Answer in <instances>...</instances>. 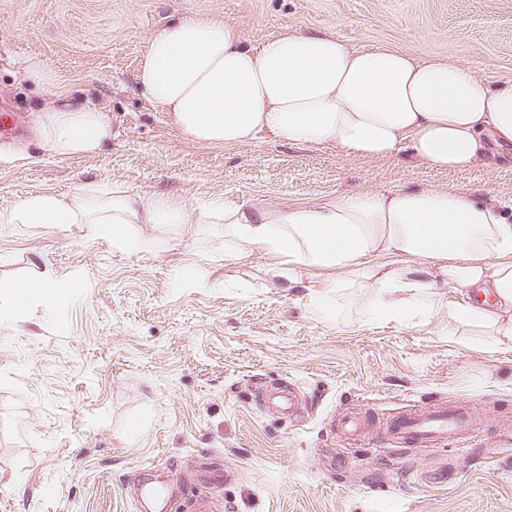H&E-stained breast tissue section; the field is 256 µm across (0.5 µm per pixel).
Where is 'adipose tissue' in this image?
<instances>
[{
  "mask_svg": "<svg viewBox=\"0 0 512 512\" xmlns=\"http://www.w3.org/2000/svg\"><path fill=\"white\" fill-rule=\"evenodd\" d=\"M136 82L183 134L205 144H246L267 131L373 159L406 147L445 170L470 169L512 149V80L491 84L441 59L358 50L321 33L284 31L250 47L231 22L185 18L153 35ZM39 127L60 156L95 153L112 136L96 107L73 102L44 110ZM189 221L180 202L117 182L64 197L34 192L0 213L1 224H102L129 254L163 246L139 225ZM202 221L223 234L227 261L259 250L278 257L276 276L291 265L334 272L311 298L321 317L331 316L357 277L373 291L372 319L431 309L438 288H469L476 302L459 305L454 316L512 347V204L504 200L455 187L277 207L215 197Z\"/></svg>",
  "mask_w": 512,
  "mask_h": 512,
  "instance_id": "adipose-tissue-1",
  "label": "adipose tissue"
}]
</instances>
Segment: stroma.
<instances>
[{"mask_svg": "<svg viewBox=\"0 0 512 512\" xmlns=\"http://www.w3.org/2000/svg\"><path fill=\"white\" fill-rule=\"evenodd\" d=\"M184 17L228 20L251 46L286 30L351 47L438 57L497 82L512 79V0H0V103L25 136L0 147V211L31 192L70 195L115 182L183 202L191 221L144 234L166 251L127 254L100 224H0V281L49 274L52 301L0 298V512H144L145 478L168 512H512V348L433 310L373 323L367 288L338 296L323 320L309 302L328 275H271L257 251L224 261L202 234L213 197L312 204L401 185L512 199V162L443 171L407 151L379 160L260 134L237 146L194 142L139 93L152 34ZM99 108L112 137L92 155L42 142L52 89ZM210 266L208 283L178 268ZM291 393L283 413L270 400ZM468 403L479 449L398 444L384 422L407 405ZM369 419L357 438L342 413Z\"/></svg>", "mask_w": 512, "mask_h": 512, "instance_id": "stroma-1", "label": "stroma"}]
</instances>
